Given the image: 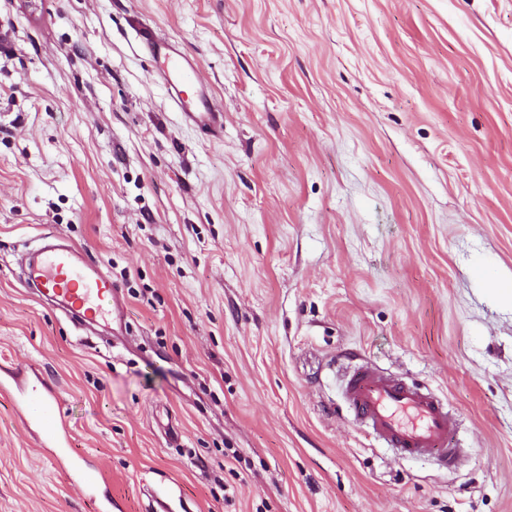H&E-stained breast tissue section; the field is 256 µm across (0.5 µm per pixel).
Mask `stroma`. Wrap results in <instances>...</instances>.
<instances>
[{"label": "stroma", "mask_w": 512, "mask_h": 512, "mask_svg": "<svg viewBox=\"0 0 512 512\" xmlns=\"http://www.w3.org/2000/svg\"><path fill=\"white\" fill-rule=\"evenodd\" d=\"M179 42L206 136L141 41ZM51 233L110 276L84 331L26 289ZM512 0H0V512H512ZM354 352L445 396L469 456L352 421ZM1 390L8 391L22 412H33L29 424L33 426L43 445L63 447L66 432L61 422V408L56 393L47 385L32 381L36 376L32 369L3 370Z\"/></svg>", "instance_id": "stroma-1"}]
</instances>
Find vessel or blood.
<instances>
[{"label":"vessel or blood","instance_id":"vessel-or-blood-1","mask_svg":"<svg viewBox=\"0 0 512 512\" xmlns=\"http://www.w3.org/2000/svg\"><path fill=\"white\" fill-rule=\"evenodd\" d=\"M157 62L156 77L186 121L212 137L224 133V114L197 79V64L174 42L144 33ZM28 281L45 301H60L73 324L107 320L112 313V280L98 265L86 262L75 246L44 251L28 272ZM0 389L8 391L42 444L63 447L66 432L56 393L34 383L30 370H5ZM343 393L352 419L374 439L407 459H433L440 467L458 466L459 419L447 403L414 381L381 371L360 359L343 375Z\"/></svg>","mask_w":512,"mask_h":512}]
</instances>
